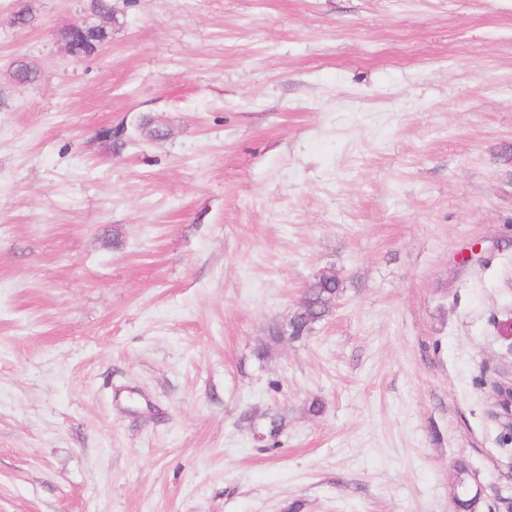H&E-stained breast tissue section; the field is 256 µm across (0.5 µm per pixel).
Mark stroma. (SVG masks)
<instances>
[{
  "label": "stroma",
  "mask_w": 512,
  "mask_h": 512,
  "mask_svg": "<svg viewBox=\"0 0 512 512\" xmlns=\"http://www.w3.org/2000/svg\"><path fill=\"white\" fill-rule=\"evenodd\" d=\"M111 4L0 0V512H512V0ZM340 283L335 277L315 278L309 284L302 306L294 312L292 339L302 338L314 324L324 320L336 305ZM468 467L463 462H457L453 465V480L455 488V499L457 507L463 512H479L478 509L481 507V497L484 493L481 487L477 486L475 494L471 491V485L468 479Z\"/></svg>",
  "instance_id": "stroma-1"
}]
</instances>
